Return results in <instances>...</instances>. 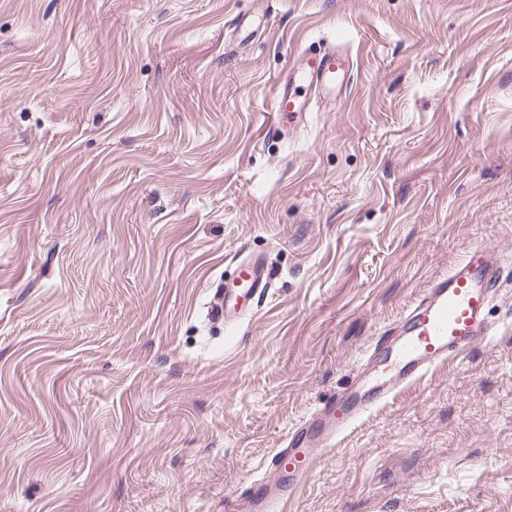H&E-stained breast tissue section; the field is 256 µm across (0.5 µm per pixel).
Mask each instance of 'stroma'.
<instances>
[{"instance_id": "1", "label": "stroma", "mask_w": 512, "mask_h": 512, "mask_svg": "<svg viewBox=\"0 0 512 512\" xmlns=\"http://www.w3.org/2000/svg\"><path fill=\"white\" fill-rule=\"evenodd\" d=\"M326 40L349 88L271 127ZM475 247L492 344L288 512H512V0H0V512H226ZM242 252L270 288L228 329Z\"/></svg>"}]
</instances>
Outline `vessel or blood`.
Segmentation results:
<instances>
[{"instance_id":"1","label":"vessel or blood","mask_w":512,"mask_h":512,"mask_svg":"<svg viewBox=\"0 0 512 512\" xmlns=\"http://www.w3.org/2000/svg\"><path fill=\"white\" fill-rule=\"evenodd\" d=\"M349 56L339 47H308L298 52L292 68L279 81L275 118H287L289 128L302 125L308 112L349 82ZM236 279L225 285L217 313L234 326L250 312L248 304L269 286L262 258L236 260ZM500 289L499 267L488 249H471L399 319L396 337L370 383L353 374L336 396L321 402L306 421L289 430L281 448L269 456L273 482L258 481L239 503V512H284L304 481L314 459L336 446L343 434L365 413L385 401L397 388L423 377L431 368L479 345L494 334L488 306Z\"/></svg>"}]
</instances>
